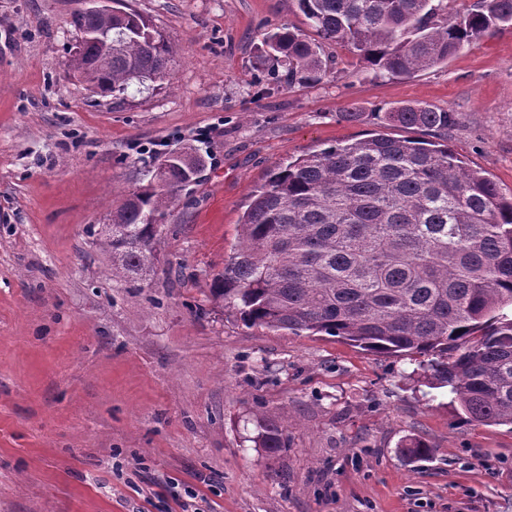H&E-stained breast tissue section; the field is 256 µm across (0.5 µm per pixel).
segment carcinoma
I'll return each mask as SVG.
<instances>
[{"mask_svg": "<svg viewBox=\"0 0 512 512\" xmlns=\"http://www.w3.org/2000/svg\"><path fill=\"white\" fill-rule=\"evenodd\" d=\"M312 34L278 30L263 45L288 83H317L325 45L375 73L411 77L512 25V0H292ZM92 31L66 68L92 92L125 99L137 84L172 86L163 32L137 11L72 15ZM434 139L372 135L273 169L240 223V243L210 295L247 327L323 333L375 354L421 358L430 385L475 424L512 427V195L448 146L460 115L406 105L388 113ZM192 148L166 155L126 196L112 223L91 232L123 288L152 286L161 222L197 179ZM261 443L284 447L265 425Z\"/></svg>", "mask_w": 512, "mask_h": 512, "instance_id": "1", "label": "carcinoma"}]
</instances>
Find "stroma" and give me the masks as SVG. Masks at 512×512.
Returning <instances> with one entry per match:
<instances>
[{
	"label": "stroma",
	"mask_w": 512,
	"mask_h": 512,
	"mask_svg": "<svg viewBox=\"0 0 512 512\" xmlns=\"http://www.w3.org/2000/svg\"><path fill=\"white\" fill-rule=\"evenodd\" d=\"M125 3L164 32L173 85L119 101L65 67L83 0H0V512H182L178 488L202 512H512V428L460 421L417 361L209 299L269 171L420 137L387 121L402 106L460 113L449 144L511 194L512 25L409 78L331 44L321 82L289 84L257 56L265 32L307 30L290 0ZM186 146L203 168L152 286L117 287L89 231ZM263 423L284 448L260 446Z\"/></svg>",
	"instance_id": "1"
}]
</instances>
